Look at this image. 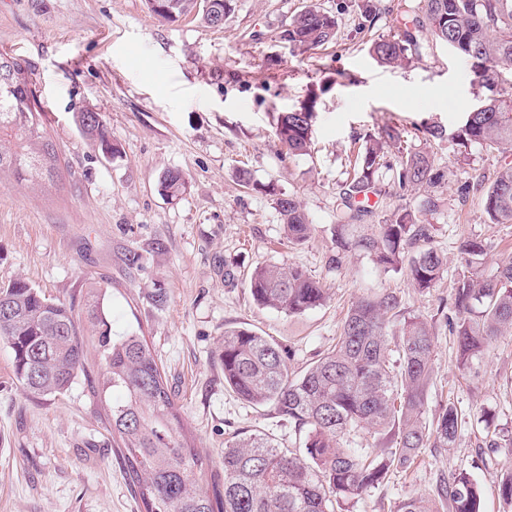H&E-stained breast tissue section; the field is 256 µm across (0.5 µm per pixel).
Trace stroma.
Returning <instances> with one entry per match:
<instances>
[{"label": "stroma", "mask_w": 512, "mask_h": 512, "mask_svg": "<svg viewBox=\"0 0 512 512\" xmlns=\"http://www.w3.org/2000/svg\"><path fill=\"white\" fill-rule=\"evenodd\" d=\"M377 7L364 17L365 2ZM307 0H233L223 28L188 18L168 23L146 0H0V52L29 61L47 124L66 166L54 196L0 185V284L20 277L46 297L82 307L88 282L105 290L114 334L144 336L176 403L187 442L206 461L202 486L224 484V443L263 432L280 447L303 440L268 406H252L224 385L217 351L228 327H245L288 351L300 373L331 349L359 298L391 291L402 317L421 315L434 337V384L426 419L454 403L463 419L455 447L421 449L409 471L391 472L354 512H395L412 493L430 495L439 477L465 471L484 489V512H512L498 495L512 472V334L492 341L459 369L449 332L458 247L487 250L485 277L512 259V224H488L478 192L457 188L512 163L454 140H427L424 129L454 132L488 89L446 44L403 65L379 64L373 38L409 22L403 0H317L335 15L336 43L292 54L280 35ZM314 102L313 147L291 156L274 137L279 113ZM102 112L120 154L109 158L74 123L79 109ZM433 155L446 174L428 220L448 260L434 288L419 292L405 272L364 251L331 263L336 194L356 137L383 124ZM247 169L250 186L238 181ZM184 173L186 193L162 196L158 179ZM296 197L314 226L289 243L277 199ZM238 272L224 281L225 264ZM290 264L320 281L327 302L298 315L257 306L246 276L259 265ZM85 375L60 395H33L18 381L0 341V512H144L112 436L111 398L95 382L103 366L94 336L84 338Z\"/></svg>", "instance_id": "1"}]
</instances>
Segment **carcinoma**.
Instances as JSON below:
<instances>
[{"label": "carcinoma", "instance_id": "obj_1", "mask_svg": "<svg viewBox=\"0 0 512 512\" xmlns=\"http://www.w3.org/2000/svg\"><path fill=\"white\" fill-rule=\"evenodd\" d=\"M151 13L175 22L193 17L221 28L232 0H146ZM412 28L372 41L369 53L387 66L419 56L426 28L469 62L473 80L493 85L512 70V0H416L407 5ZM293 53L305 55L333 42L337 21L317 4H307L284 29ZM20 75L17 94L0 98V182L38 188H62L64 165L59 147L44 123L32 126L33 113L22 108L42 106L30 65L0 52V72ZM314 103L284 112L274 134L292 155L311 150ZM81 132L114 157L103 113L83 108L74 113ZM461 145H481L487 152L512 146V91L486 98L453 135ZM404 130L385 124L367 137L357 152L353 175L336 199V255L360 248L386 269L403 270L414 287L426 290L443 275L445 259L434 245L428 214L437 201L428 195L416 208L401 204L385 212L376 231L355 242L346 230L373 214L364 205L369 195L388 194L391 187L437 188L443 174L428 151L405 147ZM480 191L479 204L491 224H512V165L499 168L488 180L465 182L461 193ZM187 190L179 170L165 171L159 191L177 199ZM288 242L300 244L313 226L296 197L277 200ZM486 245L464 240L459 248L461 272L454 280L448 326L456 337L460 367L480 358L490 343L512 332V261L487 279L479 274ZM253 301L262 307L302 314L327 302L320 282L298 266L263 265L249 278ZM103 288L87 287L86 307L46 297L22 279L0 285V340L13 355L14 372L30 393L48 395L70 388L85 371L83 336L90 327L104 370L98 392L112 393V435L129 477L139 489L145 512H353L355 505L381 485L388 473L409 469L422 448H450L459 439L462 422L456 407L443 406L432 421L425 406L433 379L434 337L427 319H403L398 361L389 359V330L399 316L401 299L394 292L365 297L352 304L334 348L298 375L288 373L287 352L273 340L244 328L224 329L219 359L224 385L254 406L275 413L304 434L303 450L280 448L266 435L231 439L224 448V490L211 497L200 486L204 459L177 435L178 409L166 381L142 336H112L100 306ZM349 429L387 432L395 447L345 448L338 436ZM481 487L466 472L439 480L436 493L410 494L396 512H482Z\"/></svg>", "mask_w": 512, "mask_h": 512}]
</instances>
